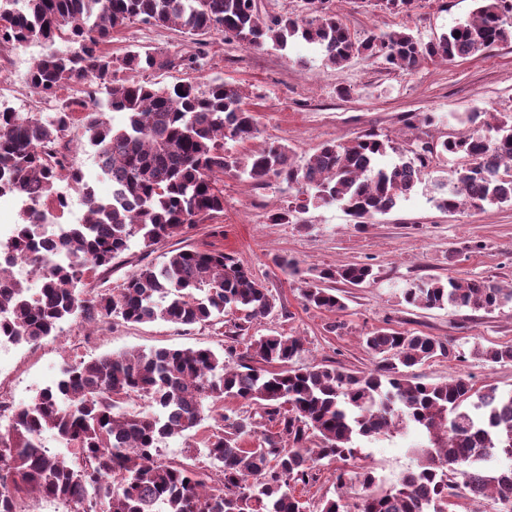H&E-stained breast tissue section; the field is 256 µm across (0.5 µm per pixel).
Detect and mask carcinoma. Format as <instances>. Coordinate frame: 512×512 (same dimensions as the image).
Segmentation results:
<instances>
[{
  "instance_id": "carcinoma-1",
  "label": "carcinoma",
  "mask_w": 512,
  "mask_h": 512,
  "mask_svg": "<svg viewBox=\"0 0 512 512\" xmlns=\"http://www.w3.org/2000/svg\"><path fill=\"white\" fill-rule=\"evenodd\" d=\"M0 44L68 41L72 53L51 50L29 72L35 92L53 97L77 83L84 96L66 100L55 115L0 107V195L27 197L22 224L0 250V340L36 344L74 320L97 326L163 320L175 325L219 322L224 312L251 323L276 307L271 290L228 254L180 249L160 266L146 264L118 288L89 287L98 270L127 251L139 236L149 248L182 236L224 212V173L256 184L277 178L295 190L289 204L270 214L274 224L299 223L321 204H338L357 224L390 212L422 180L426 155L461 163L434 184L433 205L454 213L512 203V114L491 120L473 112L481 127L427 143L413 157L380 162L389 142L364 134L348 143L325 142L298 164L287 146L273 141L242 159L226 150L258 133L255 114L240 87L214 80L203 91L191 83L159 86L140 78L149 70H197L203 52L128 51L114 55L112 34L140 21L174 28L186 36L217 33L245 48L271 42L286 46L298 36L319 46L328 63L342 67L355 57H382L397 69L424 61L453 62L512 43V0H476L473 17L422 43L405 31L355 39L330 9V0H305L307 15L261 20L257 0H0ZM392 14L410 11L413 0H368ZM127 77L116 79L118 73ZM125 114L113 127L104 109ZM112 170V199L102 200L84 181L61 146L73 121ZM77 192L87 207L85 223L66 237H37L47 208L64 216L58 184ZM28 264L38 275L37 298L7 280L11 268ZM373 278L364 263L327 267L303 279L305 304L326 312L346 309L336 284L358 286ZM419 309L470 308L492 312L512 303V288L490 280L449 277L423 281L404 294ZM375 369L353 374L330 364L298 365L297 336L264 335L247 345L235 365L210 349H160L112 354L62 368L57 382L29 404L14 409L0 430V512H23L36 498L72 512H310L296 494L317 482L322 459L359 456L356 440L411 427L430 445L411 448L415 469L389 487L372 468L336 475L337 496L319 512H453L457 502L488 496L512 501V465L491 470L487 462H512V389L477 388L464 375L423 383L409 375L436 356L462 360L451 342L427 334L380 328L363 336ZM470 355L489 364L512 362L510 346H475ZM139 411L123 410L134 398ZM235 398L259 416L224 413ZM224 426L203 441L214 471L184 459L160 458L165 438L198 430L205 411ZM264 431H259V428ZM54 433L65 453L52 452L43 435ZM359 486L351 503L342 489Z\"/></svg>"
}]
</instances>
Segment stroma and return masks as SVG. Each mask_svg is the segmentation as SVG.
<instances>
[{"label": "stroma", "mask_w": 512, "mask_h": 512, "mask_svg": "<svg viewBox=\"0 0 512 512\" xmlns=\"http://www.w3.org/2000/svg\"><path fill=\"white\" fill-rule=\"evenodd\" d=\"M358 38L391 30L410 29L427 42L470 18L475 0H414L407 14L375 10L365 0H332ZM206 57L201 69L156 70L149 80L159 85L192 82L204 88L211 80L241 87L246 104L255 113L259 132L248 142H227L229 151L248 154L278 141L288 145L294 161H303L327 141L347 142L372 132L391 140L394 152L385 157L394 164L409 158L421 141L462 132V116L471 112L512 113V44L491 47L481 55L448 62H424L408 71L393 70L383 59L353 58L344 68L328 64L321 49L298 38L286 48L265 45L246 49L221 35L204 36ZM176 47L195 51L191 40L171 28L142 22L115 34L108 48L120 55L129 50L166 51ZM70 52L72 46L56 41L0 46V104L19 112H39L43 98L35 94L29 71L48 50ZM351 95L343 98L340 87ZM66 139L85 181L97 197H110L112 188L94 164L95 154L80 128ZM456 159L441 160L422 183L389 213L358 226L337 204L310 208L298 224H274L271 213L286 206L292 192L272 179L257 185L233 173L224 176V211L215 220L199 224L186 236L152 247L132 240L130 248L102 272L105 287L115 288L142 265L162 264L170 251L198 249L224 252L252 270L277 299L274 312L253 322L249 335L273 332L300 337L304 363L333 364L349 372L373 368L375 359L361 342L366 333L381 327L426 333L453 342L467 353L465 360L436 357L416 366L414 375L425 383H439L462 374L476 386L512 388V362L495 366L470 357L474 344L512 345V305L491 313L461 310H421L408 305L407 288L428 278L450 276L489 278L512 285V205L484 210L462 208L453 213L437 210L431 198L434 179L448 176ZM294 260L300 276L284 275L274 257ZM365 263L375 276L357 287H343L346 308L327 313L305 306L302 279L325 267ZM339 323L329 332L331 323ZM230 339L209 324L179 327L161 320L146 323L114 321L112 327L87 332L83 324L67 321L56 337L36 345L0 346V381L8 385L17 403L31 402L52 386L65 365L121 352L168 348H208L228 354ZM421 434L387 435L360 441L366 462L385 483L396 482L416 460L408 451Z\"/></svg>", "instance_id": "obj_1"}]
</instances>
